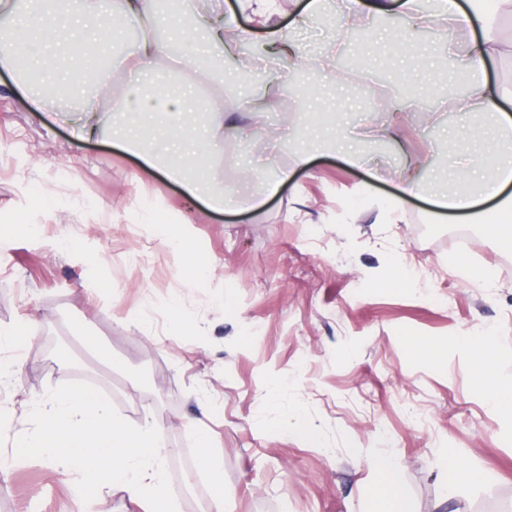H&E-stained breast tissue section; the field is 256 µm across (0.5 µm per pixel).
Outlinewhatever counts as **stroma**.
I'll list each match as a JSON object with an SVG mask.
<instances>
[{"label": "stroma", "mask_w": 512, "mask_h": 512, "mask_svg": "<svg viewBox=\"0 0 512 512\" xmlns=\"http://www.w3.org/2000/svg\"><path fill=\"white\" fill-rule=\"evenodd\" d=\"M372 68L388 76L386 97H415L428 122L392 124L357 81L327 90L317 72H305L315 95H277L259 127L238 113V139L214 146L216 175L225 152L237 158L227 197L294 166L288 142L297 135L315 147L337 129L370 124L380 137L355 165L315 149L263 208L226 212L110 136L76 140L57 102L29 111L17 75L0 69V328H33L19 349L0 350L13 374L0 406L14 418L0 432V454L30 431L29 413L48 389L82 381L130 423L148 417L161 427L178 512H194L208 493L189 425L198 418L222 461L226 512H369L379 479L367 459L381 451L399 460L411 512H512V421L489 407L470 357L453 343L496 336L499 370L512 378V248L472 217L436 210L431 196L453 172L434 162L421 175L425 195L407 203L399 223L380 207L397 193L406 155L443 154L449 130L481 127L507 152L512 134L497 132L488 114L452 107L445 51L423 53L409 70L393 43ZM392 129L394 142L384 137ZM372 167L380 177L371 183ZM158 210L186 225L210 259L199 282L181 276L180 251L148 224ZM21 220L32 233L14 234ZM462 260L490 278L463 277ZM395 262L413 282L401 292L379 284ZM174 303L196 335L175 326ZM80 325L111 364L77 337ZM409 336L443 355H413ZM292 410L318 430L320 447L289 432ZM448 449L483 480L450 486ZM75 480L44 460L0 472V512H139L113 489L83 503Z\"/></svg>", "instance_id": "35a3bbf8"}]
</instances>
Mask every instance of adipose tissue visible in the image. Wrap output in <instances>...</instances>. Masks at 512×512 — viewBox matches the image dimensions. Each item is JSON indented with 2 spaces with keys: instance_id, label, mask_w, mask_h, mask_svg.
Instances as JSON below:
<instances>
[{
  "instance_id": "1",
  "label": "adipose tissue",
  "mask_w": 512,
  "mask_h": 512,
  "mask_svg": "<svg viewBox=\"0 0 512 512\" xmlns=\"http://www.w3.org/2000/svg\"><path fill=\"white\" fill-rule=\"evenodd\" d=\"M248 7L264 28V57L271 65L288 69L309 66L322 72L330 82L336 78L333 54L310 56L302 53L297 44L301 30L315 24L323 14L336 15L347 31L362 15L384 17L393 11L399 12L414 29L453 30L459 35L451 44L454 73L468 88L467 95L455 101V109L466 114L491 113L500 130L512 132V114L500 108L501 103L512 101V84L492 86L486 79L488 62L503 53L498 22L501 16H512V0H305L299 15L285 28L272 22L276 13L273 0H248ZM75 10L76 18L42 27L14 0H0V12L14 15V29L19 34L13 43H0V67L12 66L17 55H26L52 85L69 77L75 61L90 59L95 47L110 43L123 31H137L134 43L113 52L107 69H84L82 78L98 87L127 73L143 75L157 70L175 74V89L155 87L149 95L126 102L124 109L184 112L194 103L209 114L204 132L194 135L175 124L161 142L149 147L144 145L135 126L122 124L111 127L112 138L145 165L163 167L166 175L181 183L190 197L205 200L213 209H223L227 204L224 189L209 175L203 160L215 142L236 131L235 115L240 108H248L257 117L275 105L265 94L239 106L228 99L216 76L211 56L217 50L231 51L232 46L224 36L237 31L236 15L221 21L208 20L203 27L194 23L185 29L160 18L154 0H77ZM462 175V187L449 195L436 194L435 206L442 210H469L479 200L494 198L493 207L482 213L486 228L502 242L511 243L512 195L506 194L505 189L512 185V155L499 156L496 145H487L475 163L463 169ZM150 221L163 238L185 252L182 276L191 281L200 279L210 262L194 249L184 225L166 223L158 213ZM456 342L468 352L476 370L477 388L489 406L512 420V378L498 373L495 337L474 340L464 335L457 337ZM196 438L199 469L209 485L211 512H224L226 493L221 461L211 452L205 430H197ZM369 466L381 481L372 512H409L400 491L401 470L395 456L375 454Z\"/></svg>"
}]
</instances>
